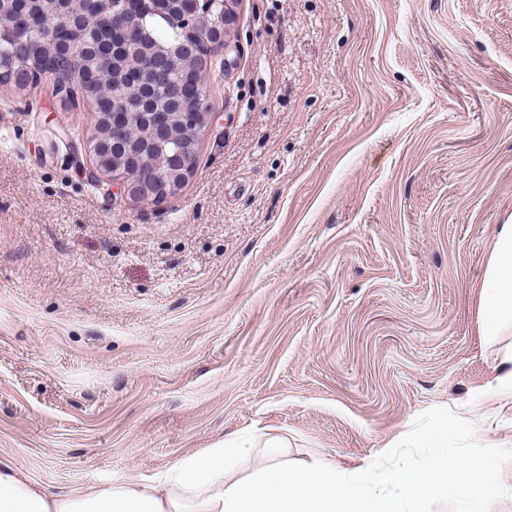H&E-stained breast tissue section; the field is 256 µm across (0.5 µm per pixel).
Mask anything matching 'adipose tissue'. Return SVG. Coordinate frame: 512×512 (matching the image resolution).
<instances>
[{
	"label": "adipose tissue",
	"mask_w": 512,
	"mask_h": 512,
	"mask_svg": "<svg viewBox=\"0 0 512 512\" xmlns=\"http://www.w3.org/2000/svg\"><path fill=\"white\" fill-rule=\"evenodd\" d=\"M482 331L495 337L512 327V224L501 225L480 285ZM269 448L259 464L250 458L256 445ZM282 438L218 444L190 454L162 474L137 481L58 493L33 481L10 459H0V512H426L436 498L460 495L480 507V485L459 486L443 477L453 462L442 458L429 468L402 465L380 474L372 465L352 472L326 461L313 469L279 459Z\"/></svg>",
	"instance_id": "adipose-tissue-1"
}]
</instances>
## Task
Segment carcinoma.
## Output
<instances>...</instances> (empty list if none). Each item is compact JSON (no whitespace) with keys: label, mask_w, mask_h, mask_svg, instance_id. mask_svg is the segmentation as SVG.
Here are the masks:
<instances>
[{"label":"carcinoma","mask_w":512,"mask_h":512,"mask_svg":"<svg viewBox=\"0 0 512 512\" xmlns=\"http://www.w3.org/2000/svg\"><path fill=\"white\" fill-rule=\"evenodd\" d=\"M190 5L183 0H112V12L132 16L143 50L132 54L127 44L113 36L99 20L102 9L96 0L73 5L65 17V0H0V30L21 31L18 38L0 40V61L14 65L5 84L18 93L31 87L28 70L63 75L62 64L80 49L84 72L83 99L91 102L100 117L95 133L116 140L111 161L123 167L132 154L160 155L158 145L174 138L184 153H194L192 128L170 126L162 135L152 125L112 129V113L132 106L141 112L203 111L206 89L198 76L204 66V45L196 31L183 23ZM58 25L56 37L46 42L37 30L43 22Z\"/></svg>","instance_id":"carcinoma-1"}]
</instances>
